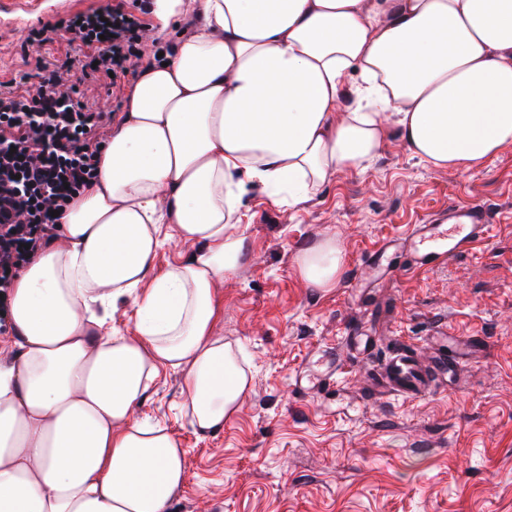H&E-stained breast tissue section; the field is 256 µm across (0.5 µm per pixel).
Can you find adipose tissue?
Segmentation results:
<instances>
[{"label": "adipose tissue", "instance_id": "obj_1", "mask_svg": "<svg viewBox=\"0 0 512 512\" xmlns=\"http://www.w3.org/2000/svg\"><path fill=\"white\" fill-rule=\"evenodd\" d=\"M156 14L173 55L140 68L97 179L8 293L0 512H169L186 450L134 414L164 368L202 435L249 390L217 301L248 258L247 186L302 205L394 134L436 169L512 147V0H156ZM164 224L196 251L159 271ZM346 261L332 237L295 258L314 288ZM125 298L134 333L116 336Z\"/></svg>", "mask_w": 512, "mask_h": 512}]
</instances>
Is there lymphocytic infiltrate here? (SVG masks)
<instances>
[{
    "instance_id": "1",
    "label": "lymphocytic infiltrate",
    "mask_w": 512,
    "mask_h": 512,
    "mask_svg": "<svg viewBox=\"0 0 512 512\" xmlns=\"http://www.w3.org/2000/svg\"><path fill=\"white\" fill-rule=\"evenodd\" d=\"M149 14V0L134 12L103 0L44 23L29 39L32 78L0 82V294L53 239L57 212L98 176L107 115L80 83L103 82L118 99L140 61L171 54V45L144 42Z\"/></svg>"
}]
</instances>
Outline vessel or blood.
Returning a JSON list of instances; mask_svg holds the SVG:
<instances>
[{
  "instance_id": "obj_1",
  "label": "vessel or blood",
  "mask_w": 512,
  "mask_h": 512,
  "mask_svg": "<svg viewBox=\"0 0 512 512\" xmlns=\"http://www.w3.org/2000/svg\"><path fill=\"white\" fill-rule=\"evenodd\" d=\"M448 218L445 224H416L408 229L405 242L414 265L439 267L490 236V216L484 205L449 206ZM447 367V355L436 352L426 358L401 343L383 365L378 385L386 396L415 400L431 393Z\"/></svg>"
}]
</instances>
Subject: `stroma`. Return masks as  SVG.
I'll list each match as a JSON object with an SVG mask.
<instances>
[{
  "instance_id": "1",
  "label": "stroma",
  "mask_w": 512,
  "mask_h": 512,
  "mask_svg": "<svg viewBox=\"0 0 512 512\" xmlns=\"http://www.w3.org/2000/svg\"><path fill=\"white\" fill-rule=\"evenodd\" d=\"M38 2L31 16L0 14V81L27 71L32 28L100 0ZM455 203L486 205L491 237L397 274L408 227ZM241 214L249 256L219 290L220 332L251 377L239 411L222 431L195 433L172 369L136 411L187 450L170 512H512V148L478 169L436 170L393 138L306 204L277 207L253 188ZM329 236L348 265L335 287H310L295 256ZM436 330L479 339L464 378L411 401L373 390L396 343L425 352Z\"/></svg>"
}]
</instances>
